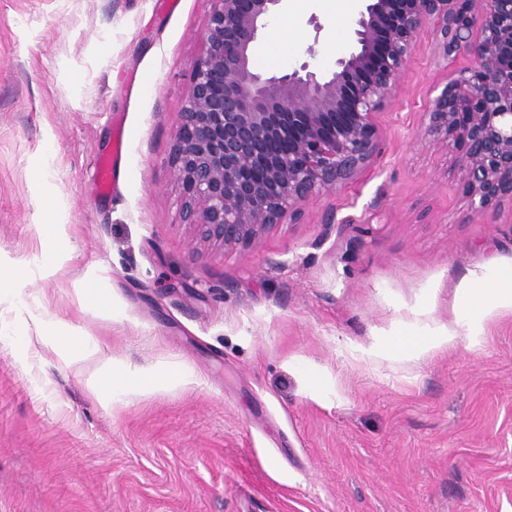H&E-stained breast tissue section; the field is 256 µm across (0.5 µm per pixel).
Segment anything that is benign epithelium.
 I'll list each match as a JSON object with an SVG mask.
<instances>
[{
	"instance_id": "obj_1",
	"label": "benign epithelium",
	"mask_w": 512,
	"mask_h": 512,
	"mask_svg": "<svg viewBox=\"0 0 512 512\" xmlns=\"http://www.w3.org/2000/svg\"><path fill=\"white\" fill-rule=\"evenodd\" d=\"M208 2L169 160L195 239L253 249L309 200L357 181L379 153L376 114L430 20L439 56L467 50L474 63L434 89L427 131L460 150L473 214L512 202V0H361L351 46L329 69L269 73L252 55L282 0Z\"/></svg>"
}]
</instances>
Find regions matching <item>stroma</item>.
Listing matches in <instances>:
<instances>
[{
	"mask_svg": "<svg viewBox=\"0 0 512 512\" xmlns=\"http://www.w3.org/2000/svg\"><path fill=\"white\" fill-rule=\"evenodd\" d=\"M358 7L272 19L254 68H328ZM208 11L0 0V512H512V306L473 300L512 280V203L471 215L426 133L471 57L427 22L367 173L195 256L168 160Z\"/></svg>",
	"mask_w": 512,
	"mask_h": 512,
	"instance_id": "35a3bbf8",
	"label": "stroma"
}]
</instances>
